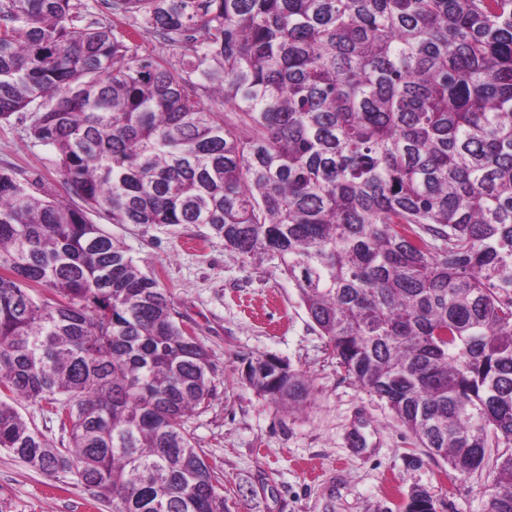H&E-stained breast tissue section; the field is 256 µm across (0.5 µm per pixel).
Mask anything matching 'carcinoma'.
<instances>
[{"label": "carcinoma", "mask_w": 512, "mask_h": 512, "mask_svg": "<svg viewBox=\"0 0 512 512\" xmlns=\"http://www.w3.org/2000/svg\"><path fill=\"white\" fill-rule=\"evenodd\" d=\"M106 2L180 65L73 0H0V122L33 113L77 198L0 170V448L113 512H225L185 428L210 352L91 215L203 224L277 257L339 366L456 477L501 449L485 512H512V0ZM245 379L310 394L272 356ZM404 512L436 507L415 489ZM85 5L86 22L99 21L116 25L123 31L132 33L131 44L140 57H164L172 65H178L180 50L163 42L142 27H136L135 20L113 16L105 7L103 0H82ZM19 412L23 418L39 432L43 433L49 439L53 440L57 446L63 441L67 445L68 435L60 430L59 424L50 420L46 413L42 412L40 406L32 403L22 402L19 407Z\"/></svg>", "instance_id": "cac0c4a2"}]
</instances>
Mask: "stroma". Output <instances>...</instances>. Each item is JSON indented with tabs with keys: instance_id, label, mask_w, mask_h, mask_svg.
Returning <instances> with one entry per match:
<instances>
[{
	"instance_id": "obj_1",
	"label": "stroma",
	"mask_w": 512,
	"mask_h": 512,
	"mask_svg": "<svg viewBox=\"0 0 512 512\" xmlns=\"http://www.w3.org/2000/svg\"><path fill=\"white\" fill-rule=\"evenodd\" d=\"M87 20L131 32L141 57L178 64L180 51L113 16L103 0H82ZM31 113L0 123V167L39 181L59 197L68 191L50 147L33 139ZM99 224L162 287L212 352L216 391L187 430L198 450L224 471L227 512H403L412 490L433 498L437 512H483L490 470L468 480L451 474L397 422L384 401L356 386L315 331L277 258L245 260L200 224ZM267 355L302 371L307 404L277 408L241 376ZM366 438L351 446L348 436ZM0 512H112L83 486L50 480L0 449Z\"/></svg>"
}]
</instances>
